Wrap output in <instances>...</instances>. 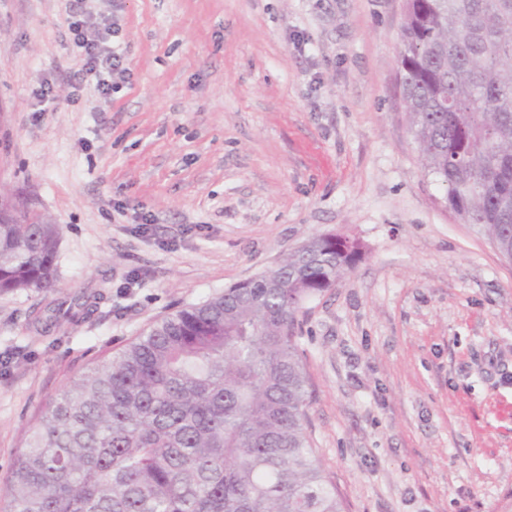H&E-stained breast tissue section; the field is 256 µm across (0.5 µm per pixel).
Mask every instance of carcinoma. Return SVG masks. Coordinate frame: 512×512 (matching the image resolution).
Wrapping results in <instances>:
<instances>
[{
    "label": "carcinoma",
    "instance_id": "cac0c4a2",
    "mask_svg": "<svg viewBox=\"0 0 512 512\" xmlns=\"http://www.w3.org/2000/svg\"><path fill=\"white\" fill-rule=\"evenodd\" d=\"M410 128L445 202L512 259V0H407ZM60 228L0 223V292L56 290ZM363 256L312 237L271 278L155 320L52 399L3 512H343L305 423V300Z\"/></svg>",
    "mask_w": 512,
    "mask_h": 512
}]
</instances>
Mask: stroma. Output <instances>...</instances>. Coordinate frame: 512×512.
<instances>
[{
  "instance_id": "1",
  "label": "stroma",
  "mask_w": 512,
  "mask_h": 512,
  "mask_svg": "<svg viewBox=\"0 0 512 512\" xmlns=\"http://www.w3.org/2000/svg\"><path fill=\"white\" fill-rule=\"evenodd\" d=\"M406 0H0V186L61 294L0 292V488L47 403L306 240L363 258L297 315L344 512H512V261L445 203L400 83ZM117 27L101 96L69 26ZM90 297L51 328L57 296Z\"/></svg>"
}]
</instances>
